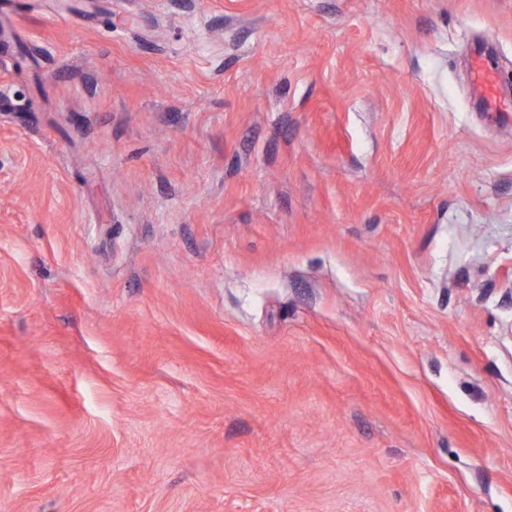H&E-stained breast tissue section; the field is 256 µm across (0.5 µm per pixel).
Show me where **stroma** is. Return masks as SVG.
<instances>
[{
    "mask_svg": "<svg viewBox=\"0 0 512 512\" xmlns=\"http://www.w3.org/2000/svg\"><path fill=\"white\" fill-rule=\"evenodd\" d=\"M0 18V512H512V0ZM498 71L493 61L482 49H477L472 57L471 85L482 102L486 112H504L506 109L497 95Z\"/></svg>",
    "mask_w": 512,
    "mask_h": 512,
    "instance_id": "35a3bbf8",
    "label": "stroma"
}]
</instances>
